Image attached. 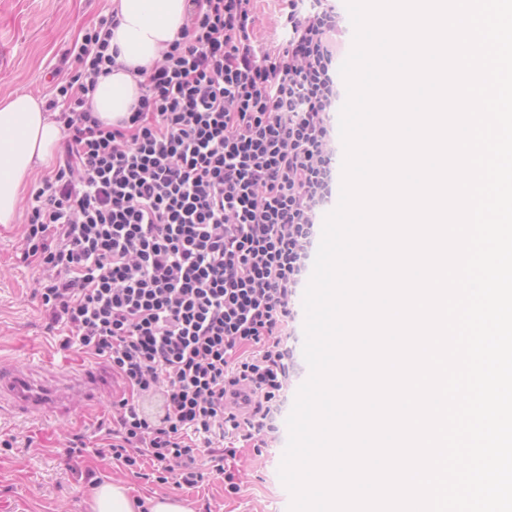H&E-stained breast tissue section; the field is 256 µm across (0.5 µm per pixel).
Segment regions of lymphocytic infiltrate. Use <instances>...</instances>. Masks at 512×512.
Returning a JSON list of instances; mask_svg holds the SVG:
<instances>
[{
    "label": "lymphocytic infiltrate",
    "mask_w": 512,
    "mask_h": 512,
    "mask_svg": "<svg viewBox=\"0 0 512 512\" xmlns=\"http://www.w3.org/2000/svg\"><path fill=\"white\" fill-rule=\"evenodd\" d=\"M255 2L188 0L180 40L112 127L88 106L115 63L110 19L83 35L74 74L47 101L63 151L31 194L22 237L51 324L123 384L96 455L193 487L204 449L234 494L226 459L240 441L268 447L300 372L288 341L336 203L347 32L336 0H284L281 39L267 47Z\"/></svg>",
    "instance_id": "f902f5d3"
}]
</instances>
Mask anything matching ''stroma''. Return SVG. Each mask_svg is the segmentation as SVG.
I'll return each mask as SVG.
<instances>
[{
	"mask_svg": "<svg viewBox=\"0 0 512 512\" xmlns=\"http://www.w3.org/2000/svg\"><path fill=\"white\" fill-rule=\"evenodd\" d=\"M111 0H0V97L15 91L52 97L53 78L67 75V51L100 16ZM23 227L0 224V366L45 369L57 374L105 363L80 353L63 327H50L33 296L40 269L21 259ZM112 401L104 399L96 416L85 417L84 401L73 396L63 417H19L0 412V512H88L94 472L100 481L118 482L139 496H175L192 512H288L289 491L279 477L288 440L285 420H278L272 446L244 449L226 465L239 473L241 490L225 491L221 477L210 474L193 488H179L137 478L119 462L92 450L101 434L98 423L111 420ZM83 433L90 452L67 465L61 454L69 433Z\"/></svg>",
	"mask_w": 512,
	"mask_h": 512,
	"instance_id": "stroma-1",
	"label": "stroma"
}]
</instances>
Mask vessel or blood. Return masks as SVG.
<instances>
[{"label":"vessel or blood","instance_id":"1","mask_svg":"<svg viewBox=\"0 0 512 512\" xmlns=\"http://www.w3.org/2000/svg\"><path fill=\"white\" fill-rule=\"evenodd\" d=\"M103 383L96 371L83 368L64 377L48 373L37 377L34 370L0 367V409L24 415L64 416L73 396H83L86 410H93Z\"/></svg>","mask_w":512,"mask_h":512}]
</instances>
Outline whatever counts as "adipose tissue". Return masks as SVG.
<instances>
[{
  "instance_id": "obj_1",
  "label": "adipose tissue",
  "mask_w": 512,
  "mask_h": 512,
  "mask_svg": "<svg viewBox=\"0 0 512 512\" xmlns=\"http://www.w3.org/2000/svg\"><path fill=\"white\" fill-rule=\"evenodd\" d=\"M112 13L109 43L118 54L89 96L91 111L107 126L130 115L141 94L140 69H153L161 51L179 40L187 0H112ZM61 138L41 98H0V224L17 222L28 177L51 167Z\"/></svg>"
}]
</instances>
